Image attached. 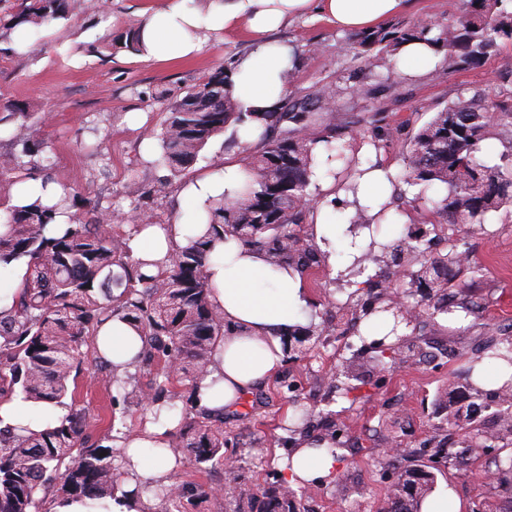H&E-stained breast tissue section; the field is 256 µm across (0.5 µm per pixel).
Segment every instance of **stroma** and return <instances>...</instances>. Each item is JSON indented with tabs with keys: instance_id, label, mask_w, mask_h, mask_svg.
<instances>
[{
	"instance_id": "1",
	"label": "stroma",
	"mask_w": 512,
	"mask_h": 512,
	"mask_svg": "<svg viewBox=\"0 0 512 512\" xmlns=\"http://www.w3.org/2000/svg\"><path fill=\"white\" fill-rule=\"evenodd\" d=\"M87 0H70L69 17L40 28L35 55H9L0 50V109L7 102H23L34 115H47L38 125L37 136L51 151V168L34 170L35 178H46L74 193V211L86 215L93 208L109 214L114 232L130 229L132 202L150 210L156 222L167 224L186 210L180 198L184 184L213 174L210 157L247 163L248 151L238 149L230 133L216 136L204 157L185 175L174 178L159 164L160 143L154 133L165 119L168 103L182 98L216 69H233L254 49L245 26L208 32L201 50L193 56L158 62L144 59L109 37H120L139 26L167 0H106L107 20H99L86 8ZM470 0H415L407 11L392 16V23L448 24L471 11ZM271 41L297 53L292 67L285 108L302 105L310 88L319 83L336 85L334 107L341 122L334 135L315 126L317 137H331L337 150L309 192L314 210L307 222L322 220L336 227V263L321 265L306 273L312 299L308 324L335 327L336 312L351 295L366 292L369 274L376 264L362 266L348 253L350 240L363 243L391 242L418 228H427L431 202L442 190H428L425 198L404 184L394 183L388 205L390 220L362 228L350 224L355 210L351 199L338 197L339 189L354 180L360 168L383 166L400 175L403 157L414 133L456 90L468 87L507 100L512 98V43L499 44L479 65L452 67L447 57L421 73L399 69L390 55H374L369 63L353 62L349 33L311 13L296 18L271 34ZM470 255L482 272L477 279L459 274L457 283L467 285L468 295L478 303L472 314L460 311L442 316L437 336L449 354L421 363L395 362L387 368L364 369L368 353L360 339L352 350L336 355L324 351L322 359L297 358L285 363L283 373L303 381L302 403L336 414V425L344 434L359 436L368 424L381 433L362 454L350 455L335 482L295 488L292 502L297 512H382L388 494L406 467L405 450L430 447L433 428L455 414L459 427L479 423L495 426L501 405L483 400L479 416H470L469 396L461 373L458 350L473 351L479 339L499 336L512 322V209L488 213L482 231L468 236ZM353 359L357 403L331 393L325 371L343 359ZM103 371L94 359H86L76 381L75 404L89 418L88 434L100 439L109 432L125 435L139 423V413L113 404L111 393L101 382ZM292 400L279 393L277 382L259 391L258 400L243 398L239 413L246 419L238 430L237 458L243 477L264 483L276 468L271 458L285 449L288 431L282 427ZM267 449L270 459L255 466L248 451ZM432 491L452 489L461 512H501L503 491L497 479L464 476L460 464L450 458L432 464Z\"/></svg>"
}]
</instances>
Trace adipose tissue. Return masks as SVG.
I'll return each mask as SVG.
<instances>
[{"label":"adipose tissue","instance_id":"1","mask_svg":"<svg viewBox=\"0 0 512 512\" xmlns=\"http://www.w3.org/2000/svg\"><path fill=\"white\" fill-rule=\"evenodd\" d=\"M408 6V0H202L190 10L184 0H168L143 22L140 36L145 57L165 61L198 51L206 32L248 23L255 49L232 71V95L244 108L268 112L288 92L281 74L289 63V50L267 40V33L312 11L340 29L368 31ZM389 176L383 167L358 175L359 205L373 212L386 205ZM245 179L242 165L227 163L217 174L185 185L181 196L188 213L171 224L139 228L128 242L132 257L143 264V273L157 274L174 252L204 238V209L209 201L219 196L225 202L234 201ZM208 272L210 302L223 315L226 331L214 349L206 378L193 391V400L197 408L217 416L235 409L247 393L277 374L286 359L283 336L303 322L310 297L296 269L274 266L262 252L234 241L214 246L208 255ZM94 346L122 375L134 371L142 340L132 325L115 316L98 328ZM60 414V408L44 402L19 397L0 401L1 421L35 431L52 424ZM175 426L165 416L149 418L123 440L129 462L117 478L120 490L114 496L59 498L50 512H141L143 501L135 494L137 488L173 484L175 462L164 449ZM341 457L340 449L301 438L294 448L278 455L275 465L286 484L307 485L335 480Z\"/></svg>","mask_w":512,"mask_h":512}]
</instances>
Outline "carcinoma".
<instances>
[{"instance_id":"1","label":"carcinoma","mask_w":512,"mask_h":512,"mask_svg":"<svg viewBox=\"0 0 512 512\" xmlns=\"http://www.w3.org/2000/svg\"><path fill=\"white\" fill-rule=\"evenodd\" d=\"M14 8L0 17V37L15 33L26 45L36 28L68 17L69 0H17ZM426 36L446 49L453 66L477 65L499 42L512 41V0H481L478 10L446 27H379L357 35L355 43L358 56L368 62L375 51L395 56L402 43ZM309 96L322 110L317 120H326L325 128L336 130L332 85H316ZM6 109L0 125L13 122L10 140L22 145L19 152L0 153V183L10 185L19 181L22 171L44 165L49 157L44 142L34 137L27 107L14 102ZM312 118L310 112L243 111L222 68L168 106L156 137L159 162L174 177L196 164L200 152L226 127L252 120L265 127L246 166L249 181L238 198L229 204L222 197L214 201L208 210V237L175 252L155 276L140 271L128 238L103 224L106 214L89 220L76 216L63 234L51 236L48 226L58 204L38 198L30 205L4 209L7 231L0 234V263L25 258L27 275L11 307L0 310V398L18 392L25 400L51 403L65 414L42 431L0 426V512H43L53 496H114L116 475L126 457L120 448L89 442L86 414L69 401L70 381L92 355L109 370L105 382L122 393L127 407L148 408L156 417L165 406L175 408V385L190 390L197 386L216 342L224 336V319L209 300L207 260L213 243L236 240L264 252L271 263L302 273L321 266L318 249L301 234L309 209L312 145L317 143L309 133ZM494 124L512 134V105L489 102L477 91L459 88L412 136L404 156L403 184L421 192L434 186L446 189V195L433 201L431 226L448 245L428 253L410 236L385 245L384 253L394 258L403 251L410 255L413 269L398 284L400 294L407 308L433 320L448 312V276L469 253L463 238L448 236V227L471 234L482 229L487 213L512 206V150L493 166L480 158L485 131ZM114 315L141 330L144 345L138 367L155 368L145 390L131 386L130 373L118 377L112 363L93 348L98 327ZM407 328L409 323L393 318L390 343L368 364L383 368L402 350L412 351L410 339H400ZM511 366L512 338L507 336L473 359L467 370L470 389L481 396L482 385L498 382L502 391L511 392ZM487 442L482 431L468 432L459 455L475 453ZM227 446L224 417L196 409L187 396L168 441L176 462L189 458L200 471L209 463L223 465L224 485L235 498L233 512H295L288 505V487L272 485L259 496L241 482L235 461L224 455ZM404 474L417 476V488L399 483L383 512H420L417 495L424 494L433 475L419 465ZM142 493L157 501L147 512H183L185 506L210 497L213 489L187 482L170 488L146 486Z\"/></svg>"}]
</instances>
